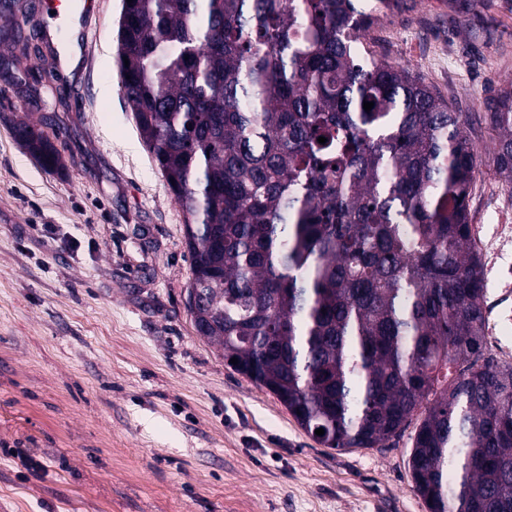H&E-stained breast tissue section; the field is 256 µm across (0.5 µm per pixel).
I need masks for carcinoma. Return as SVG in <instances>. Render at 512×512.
<instances>
[{"label":"carcinoma","instance_id":"cac0c4a2","mask_svg":"<svg viewBox=\"0 0 512 512\" xmlns=\"http://www.w3.org/2000/svg\"><path fill=\"white\" fill-rule=\"evenodd\" d=\"M410 2H125L121 89L185 217L195 326L224 360L328 448H384L418 421L429 512H512V362L484 356L474 127L362 52ZM484 105L512 183V86ZM18 133L58 165L35 127Z\"/></svg>","mask_w":512,"mask_h":512}]
</instances>
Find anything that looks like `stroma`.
Instances as JSON below:
<instances>
[{
    "label": "stroma",
    "instance_id": "35a3bbf8",
    "mask_svg": "<svg viewBox=\"0 0 512 512\" xmlns=\"http://www.w3.org/2000/svg\"><path fill=\"white\" fill-rule=\"evenodd\" d=\"M122 0H98L81 63L59 73L25 0L0 42V512H429L412 439L328 448L197 335L184 216L126 107ZM28 43L20 54L14 41ZM469 113L512 83V0H415L372 28ZM34 125L50 171L19 143ZM469 201L473 243L512 225V185L486 130ZM486 353L512 362V252L486 269ZM19 137L25 147L40 161L49 166L59 163L53 144L34 126L23 124L18 129Z\"/></svg>",
    "mask_w": 512,
    "mask_h": 512
}]
</instances>
